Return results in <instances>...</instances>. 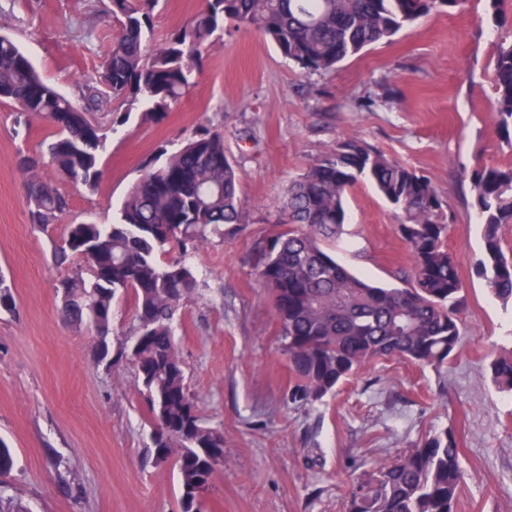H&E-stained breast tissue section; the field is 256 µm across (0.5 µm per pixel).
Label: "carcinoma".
I'll return each mask as SVG.
<instances>
[{"instance_id": "carcinoma-1", "label": "carcinoma", "mask_w": 512, "mask_h": 512, "mask_svg": "<svg viewBox=\"0 0 512 512\" xmlns=\"http://www.w3.org/2000/svg\"><path fill=\"white\" fill-rule=\"evenodd\" d=\"M120 29L95 83L80 106L43 80L30 59L0 35V102L15 109L14 124L38 115L52 129L44 150L19 157L27 177L30 223L65 220L68 200L40 179L49 166L60 180L96 188L106 141L94 117L103 101L168 111L195 84L204 50L224 24L253 28L306 74H327L365 48L387 42L421 17L454 9L465 0H206L205 8L159 45L151 44L159 0H110ZM501 33L493 43L492 115L512 136V18L505 0H490ZM367 180L397 210V231L410 253L404 286L371 284L341 265L322 246L346 223V195ZM471 192L484 225L477 273L501 301L512 302V259L499 229L512 224V167L479 165ZM237 167L224 136L193 131L162 160L151 159L110 224L70 222L54 250L57 263L77 266L60 280L61 314L97 337L96 355L112 361V306L134 295L137 331L119 351L133 362L149 408L153 457L177 458L181 512H204L200 492L224 466V433L203 421L190 394L172 321L197 287L187 261L224 225L245 223ZM282 223L256 257L273 313L282 328V352L298 380L292 400L313 405L364 365L395 358L436 369L459 351L465 306L456 258L448 251L447 217L434 182L357 137H345L315 158L288 186ZM171 255L164 262L161 257ZM12 283L0 275V311L12 313ZM494 383L512 392V358L490 363ZM460 440L445 429L391 460L378 462L352 490L348 512H455L464 482Z\"/></svg>"}]
</instances>
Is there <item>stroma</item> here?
<instances>
[{
	"mask_svg": "<svg viewBox=\"0 0 512 512\" xmlns=\"http://www.w3.org/2000/svg\"><path fill=\"white\" fill-rule=\"evenodd\" d=\"M204 0H161V43ZM109 0H0V34L73 100L92 82L118 32ZM498 35L489 0L431 12L391 42L335 72L309 75L260 32L228 28L210 44L197 82L161 116L119 104L97 118L107 135L95 190L69 184V220L111 223L142 163L174 149L197 126L224 135L238 167L248 224L209 235L189 261L197 288L174 318L187 385L210 426L224 433V466L206 512H345L375 460L454 428L465 479L456 512H512V395L491 381L490 356H512V304L488 291L475 265L483 227L471 194L477 162L512 166L495 124L489 61ZM125 115L112 123V115ZM51 129L39 117L16 129L0 103V274L16 310L0 313V440L16 465L0 498L26 512H179L174 460L152 457L147 405L128 360L101 362L91 331L67 324L53 244L64 227L29 222L20 154ZM355 136L435 183L465 298L460 351L437 372L398 359L362 367L336 395L295 403L296 379L280 350L281 326L255 255L281 231L288 184L340 138ZM347 222L326 248L353 272L399 284L410 266L394 208L370 182L347 195Z\"/></svg>",
	"mask_w": 512,
	"mask_h": 512,
	"instance_id": "obj_1",
	"label": "stroma"
}]
</instances>
